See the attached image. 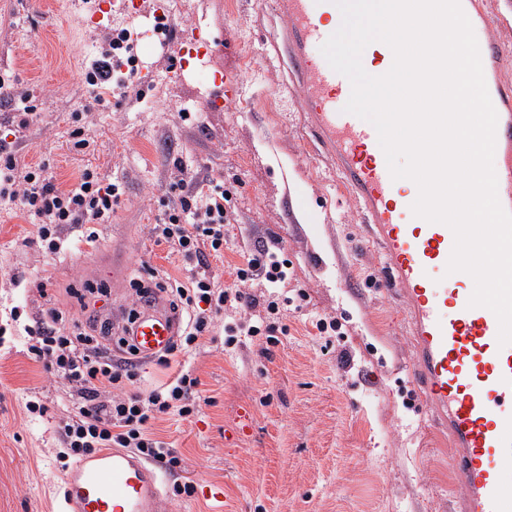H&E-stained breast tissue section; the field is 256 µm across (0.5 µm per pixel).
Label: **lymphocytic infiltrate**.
Wrapping results in <instances>:
<instances>
[{"label":"lymphocytic infiltrate","instance_id":"lymphocytic-infiltrate-1","mask_svg":"<svg viewBox=\"0 0 512 512\" xmlns=\"http://www.w3.org/2000/svg\"><path fill=\"white\" fill-rule=\"evenodd\" d=\"M131 34L116 30L108 48L93 59L83 77L94 89L122 90L137 75ZM16 151L13 142L0 137V203L14 205L27 214L34 226L33 243L46 253H58L65 228L110 223L121 204V181H104L94 170H85L71 188L59 189L46 165L31 168L23 182H16ZM171 191L176 199L150 229L157 244L188 260H203L224 250V228L233 215L224 203L229 187L211 177L190 176L186 166L176 164ZM237 281L264 280L275 288L288 278L287 266L266 247L246 250L234 269ZM139 297L152 290L168 293L172 307L184 319L182 339L192 345L209 333L214 320L230 309L244 310V317L225 323L224 345L235 348L243 339L259 335L275 343L272 315L279 302L270 298L258 303L240 290L221 288L207 269H187L183 279L158 283L150 288L134 281ZM90 333L70 334L62 313L52 310L27 327L30 352L47 373L65 381L78 402L58 430V459L79 460L105 448H129L165 470L180 468L182 460L170 443L154 430L167 415L189 418L196 411L200 384L190 363H183L167 382L145 393L124 394L123 381L133 379L132 361L114 358L109 344L110 320L90 317Z\"/></svg>","mask_w":512,"mask_h":512}]
</instances>
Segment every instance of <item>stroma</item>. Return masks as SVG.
<instances>
[{
  "label": "stroma",
  "instance_id": "stroma-1",
  "mask_svg": "<svg viewBox=\"0 0 512 512\" xmlns=\"http://www.w3.org/2000/svg\"><path fill=\"white\" fill-rule=\"evenodd\" d=\"M177 3L170 30L200 25L219 43L180 80L175 55L153 34L152 13L116 9L97 28L88 23L96 0L77 8L71 0H0V73L33 91L39 108L36 123L18 134V175L43 163L63 189L87 168L125 184L111 223L98 225L95 247L79 254L43 253L27 216L0 206V512H60L62 499L58 427L71 397L31 359L25 326L51 308L85 322L79 299L99 287L127 313L138 306L131 281L148 280V267L184 274L183 258L148 232L174 199L178 161L233 189L224 253L207 259L220 285L265 299L261 280L240 285L233 274L245 248L264 245L290 264L279 291L289 303L276 321L277 344L260 336L225 348L218 320L188 354L138 364L132 393L191 362L201 390L196 414L155 423L182 459L163 478L169 488L189 480L222 489L217 500L169 492L164 512H452L448 436L414 390L406 313L378 286L381 257L296 112L273 37L277 19L262 0ZM118 28L138 37L139 90L98 106L82 72ZM225 72L241 75L245 105L205 109ZM77 126L89 142L81 151L71 145ZM116 260L126 264L120 288L112 285ZM320 318L335 329L318 332ZM343 350L346 368L336 362ZM30 399L44 413H27ZM243 408L252 426L229 442L225 432Z\"/></svg>",
  "mask_w": 512,
  "mask_h": 512
}]
</instances>
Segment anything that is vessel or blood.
Returning <instances> with one entry per match:
<instances>
[{
  "label": "vessel or blood",
  "mask_w": 512,
  "mask_h": 512,
  "mask_svg": "<svg viewBox=\"0 0 512 512\" xmlns=\"http://www.w3.org/2000/svg\"><path fill=\"white\" fill-rule=\"evenodd\" d=\"M476 36L486 87L497 113L494 169L501 205L512 211V89L501 78L502 51L490 32L483 0H460ZM282 24V52L297 80L298 109L359 207L366 236L382 252L379 284L404 305L413 350L410 374L426 407L448 432L455 474V512H512V344L498 343L499 323L485 307H469L472 277L447 273L454 235L441 223L414 216L416 184L392 179L373 125L344 107L351 94L320 51L341 25L332 0H269ZM212 36L195 27L179 32L181 70L208 55ZM394 55L374 42L364 69L385 74ZM210 110L241 100L239 77H218ZM178 322L165 303L138 315L126 339L141 359L164 352ZM163 480L152 463L112 448L75 463L64 477L62 512H162Z\"/></svg>",
  "instance_id": "vessel-or-blood-1"
}]
</instances>
